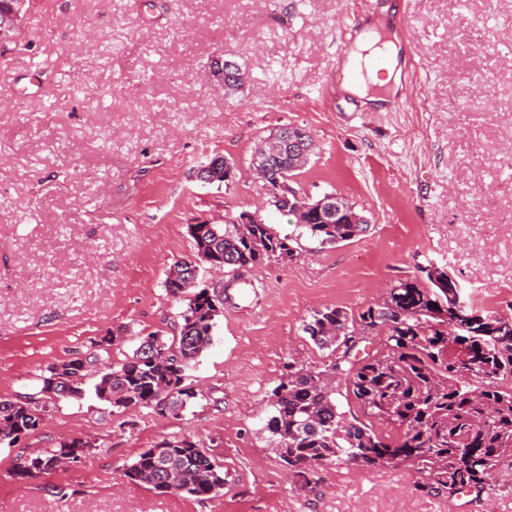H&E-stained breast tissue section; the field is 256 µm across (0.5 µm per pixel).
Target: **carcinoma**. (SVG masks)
I'll return each mask as SVG.
<instances>
[{"mask_svg": "<svg viewBox=\"0 0 512 512\" xmlns=\"http://www.w3.org/2000/svg\"><path fill=\"white\" fill-rule=\"evenodd\" d=\"M30 0H0V21L14 14L13 29ZM297 169L288 142L271 168L260 173L269 185L285 181ZM334 221L314 210L301 215L293 232L280 235L270 225L190 224L195 254L177 261L165 279L167 294L179 300L187 293L181 322L169 339L145 337L133 356L108 366L94 385V394L115 408L139 405L161 416L179 417L189 410L198 392L187 370L212 341L217 309L235 300L233 289L244 271L271 258L293 259L304 236L321 245H336L368 229L364 215L341 196ZM217 261L233 274L224 286L194 288L199 270ZM470 319L463 334L451 337L457 312ZM303 331L320 348L334 349V359L318 368L289 362L269 400L266 429L277 441L276 454L296 478L309 481L326 464L362 467H416L432 489L454 497L464 490H481L500 465H512V318L481 315L461 298L455 278L438 267L397 281L381 303L358 313L341 308L314 312ZM385 336L372 355L357 358L359 343ZM112 331L97 349L48 368L37 391L16 401H0V445H14L37 429L51 405L80 399L86 372L100 363L99 347L116 340ZM464 346L468 360L448 356V340ZM73 373L79 383L67 391L55 385L58 371ZM345 378L363 412L401 430L395 439L379 435L373 426L339 411L336 381ZM80 440L31 456L18 464L14 475L34 478L53 470L59 456L78 458ZM135 482L164 493L169 478L178 480L181 493L200 499L224 490V467L187 438L164 439L143 449L128 466Z\"/></svg>", "mask_w": 512, "mask_h": 512, "instance_id": "carcinoma-1", "label": "carcinoma"}]
</instances>
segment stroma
I'll return each instance as SVG.
<instances>
[{
    "instance_id": "stroma-1",
    "label": "stroma",
    "mask_w": 512,
    "mask_h": 512,
    "mask_svg": "<svg viewBox=\"0 0 512 512\" xmlns=\"http://www.w3.org/2000/svg\"><path fill=\"white\" fill-rule=\"evenodd\" d=\"M365 2L47 0L0 41V400L34 392L49 366L113 328L124 329L113 363L145 336L171 337L185 304L164 280L194 253L189 225L257 210L292 232L251 164L281 126L316 144L290 187L342 196L370 222L249 271L258 299L225 306L187 372L203 396L184 416L113 408L92 392L103 367L90 370L83 398L0 447V512H512L510 467L452 498L409 465L331 464L305 485L265 428L284 363L329 359L303 331L314 311L361 310L434 265L474 310L512 318V0H389L405 14L413 78L395 112L320 94ZM218 59L241 65L239 90L211 75ZM73 82L78 93L56 106ZM217 153L235 176L202 183L197 169ZM172 437L214 455L223 495L161 494L127 477L142 449ZM75 438L92 445L79 467L15 476L20 459Z\"/></svg>"
}]
</instances>
